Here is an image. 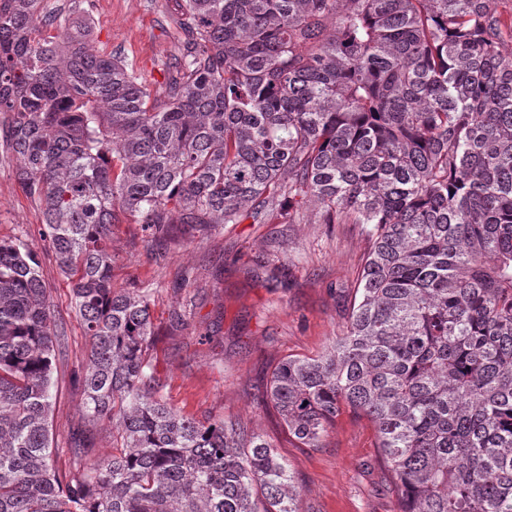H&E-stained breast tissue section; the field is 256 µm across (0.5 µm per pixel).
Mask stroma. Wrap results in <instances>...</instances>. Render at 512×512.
Masks as SVG:
<instances>
[{
    "label": "stroma",
    "mask_w": 512,
    "mask_h": 512,
    "mask_svg": "<svg viewBox=\"0 0 512 512\" xmlns=\"http://www.w3.org/2000/svg\"><path fill=\"white\" fill-rule=\"evenodd\" d=\"M63 17L86 20L90 45L132 64L164 92L181 56L182 0H46ZM17 160L0 141V240L43 251L41 213L16 178ZM312 204L292 223L269 216L222 224L191 244L151 240L120 217L112 227V284L151 294L149 357L174 411L196 420L235 417L272 443L294 476L299 512H396L398 489L378 461L372 423L343 410L321 441L307 448L289 436L262 401L283 358L315 355L342 335L368 242L357 224H314ZM64 353L53 389L54 444L68 447L81 425L75 370L87 338L70 282L53 259L41 269ZM181 314L183 325L171 318ZM208 339H200V332Z\"/></svg>",
    "instance_id": "obj_1"
}]
</instances>
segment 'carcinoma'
Here are the masks:
<instances>
[{"label": "carcinoma", "mask_w": 512, "mask_h": 512, "mask_svg": "<svg viewBox=\"0 0 512 512\" xmlns=\"http://www.w3.org/2000/svg\"><path fill=\"white\" fill-rule=\"evenodd\" d=\"M501 0H183L162 97L0 0V114L39 234L89 338L74 377L115 453L61 470V333L42 257L0 242V512H298L288 463L231 417L167 406L147 290L112 287V224L155 240L307 202L370 237L347 333L264 391L316 448L342 410L374 425L398 512H512V18Z\"/></svg>", "instance_id": "1"}]
</instances>
